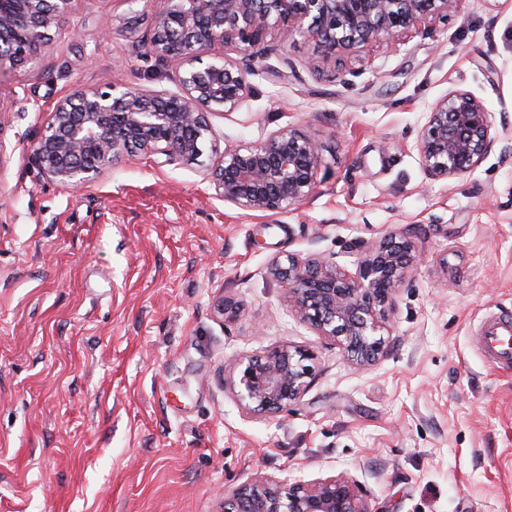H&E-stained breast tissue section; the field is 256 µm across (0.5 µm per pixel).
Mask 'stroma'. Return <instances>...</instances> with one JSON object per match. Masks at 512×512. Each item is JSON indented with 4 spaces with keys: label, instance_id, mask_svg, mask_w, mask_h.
I'll use <instances>...</instances> for the list:
<instances>
[{
    "label": "stroma",
    "instance_id": "35a3bbf8",
    "mask_svg": "<svg viewBox=\"0 0 512 512\" xmlns=\"http://www.w3.org/2000/svg\"><path fill=\"white\" fill-rule=\"evenodd\" d=\"M161 0H75L50 51L0 83V512H217L258 476L347 473L371 512H512V366L478 348L512 311V0H461L425 30L314 70L296 38L254 63L217 148L296 125L322 144L314 195L251 216L194 162L142 156L78 188L34 148L77 89L177 91L144 43ZM483 102L496 140L459 180L426 179L415 149L448 90ZM410 227L422 255L367 370L301 322L266 268ZM225 298L236 314H221ZM313 353L312 382L276 416L245 411L238 360Z\"/></svg>",
    "mask_w": 512,
    "mask_h": 512
}]
</instances>
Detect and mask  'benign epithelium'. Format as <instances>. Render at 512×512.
<instances>
[{
	"label": "benign epithelium",
	"mask_w": 512,
	"mask_h": 512,
	"mask_svg": "<svg viewBox=\"0 0 512 512\" xmlns=\"http://www.w3.org/2000/svg\"><path fill=\"white\" fill-rule=\"evenodd\" d=\"M74 0H0V74L50 50L51 29ZM152 19L150 53L177 66L178 91L143 92L116 86L79 89L51 109L35 158L64 186L92 181L139 155L158 166L200 157L215 142L208 115L239 109L250 93L254 60L286 49L300 36L314 44L315 67L372 43L391 44L418 31L461 0H165ZM243 45L244 60L225 54ZM213 62L202 65L203 57ZM484 104L450 89L427 113L415 148L428 179L472 172L495 141ZM322 145L302 129L281 128L256 143L228 145L204 172L225 203L242 211H291L315 192ZM419 252L408 228L385 231L349 272L320 257L275 256L268 273L283 284L297 317L337 342L360 369L383 356L375 337L385 312ZM304 350L279 345L239 360L233 391L245 410L275 416L300 400L311 375ZM222 512H372L344 473L307 486L260 477L224 493Z\"/></svg>",
	"instance_id": "obj_1"
}]
</instances>
